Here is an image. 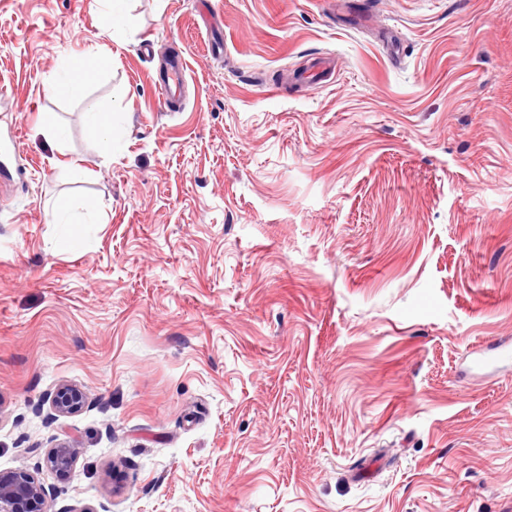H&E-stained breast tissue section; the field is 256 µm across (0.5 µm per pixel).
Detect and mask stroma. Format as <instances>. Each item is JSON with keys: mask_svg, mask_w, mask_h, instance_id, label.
<instances>
[{"mask_svg": "<svg viewBox=\"0 0 512 512\" xmlns=\"http://www.w3.org/2000/svg\"><path fill=\"white\" fill-rule=\"evenodd\" d=\"M129 11L114 38L97 0H0V473L47 512H512V363L470 367L512 341V0ZM88 50L83 96L46 93ZM186 71L185 63L178 61L167 71L163 80V106L167 110L173 100L177 99L183 87V81ZM116 112H101L91 108L85 112V121L91 131L102 141L112 144L114 135V116ZM92 212L87 208L86 212L79 211L71 201H59L53 210V223L56 224H93L91 223ZM52 409L59 415H68L80 410L84 403L83 393L70 386H61L49 394ZM75 452L74 448L61 444L50 450L47 461L62 477H67L73 466Z\"/></svg>", "mask_w": 512, "mask_h": 512, "instance_id": "obj_1", "label": "stroma"}]
</instances>
